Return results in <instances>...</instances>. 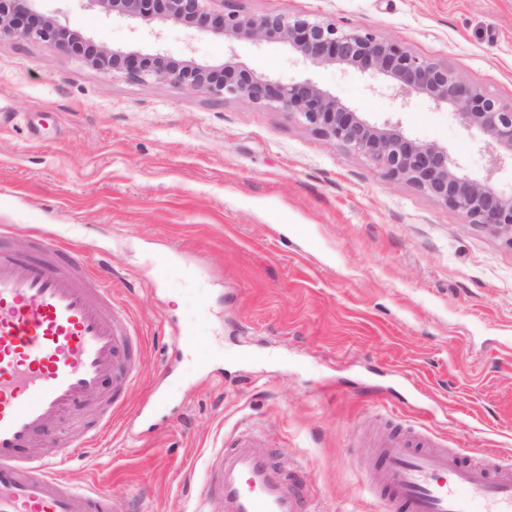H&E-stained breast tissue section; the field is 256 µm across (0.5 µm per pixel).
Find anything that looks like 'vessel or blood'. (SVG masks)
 Here are the masks:
<instances>
[{"label":"vessel or blood","mask_w":512,"mask_h":512,"mask_svg":"<svg viewBox=\"0 0 512 512\" xmlns=\"http://www.w3.org/2000/svg\"><path fill=\"white\" fill-rule=\"evenodd\" d=\"M37 259L0 244V512H128L104 489L59 473L66 440L47 425L79 405L112 418L114 394L137 370L135 329L84 260L63 242L37 239ZM112 379V396L101 392ZM368 482L387 512H512V463L479 462L421 434H386ZM197 482L220 512H298L294 486L254 433L211 458Z\"/></svg>","instance_id":"vessel-or-blood-1"}]
</instances>
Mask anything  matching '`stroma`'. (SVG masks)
<instances>
[{
  "instance_id": "35a3bbf8",
  "label": "stroma",
  "mask_w": 512,
  "mask_h": 512,
  "mask_svg": "<svg viewBox=\"0 0 512 512\" xmlns=\"http://www.w3.org/2000/svg\"><path fill=\"white\" fill-rule=\"evenodd\" d=\"M376 33L512 105V0H237ZM38 9L114 50L309 79L373 123L447 146L475 180L482 135L446 108L393 99L367 76L288 46L160 33L81 0ZM9 245L60 234L109 264L103 286L142 337L139 377L96 449V411L67 433L62 468L132 512H195L188 472L254 431L300 480V512H383L364 481L377 431L512 461V245L275 104L218 101L105 75L40 41L0 40V225ZM192 330L182 345L176 332ZM166 410L137 414L151 392Z\"/></svg>"
}]
</instances>
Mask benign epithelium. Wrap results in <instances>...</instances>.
<instances>
[{
    "mask_svg": "<svg viewBox=\"0 0 512 512\" xmlns=\"http://www.w3.org/2000/svg\"><path fill=\"white\" fill-rule=\"evenodd\" d=\"M37 0H0V39L40 40L67 54H79L104 75L122 74L146 82L166 81L215 99L233 96L276 103L327 141L354 150L379 164L393 180H405L512 245V190L492 183L491 174L512 162V106L486 96L448 67L423 60L408 48L375 33L341 30L286 14L252 16L231 6L217 11L216 0H86L107 15L139 18L158 26L175 25L225 41L277 42L291 46L313 65L352 68L383 82L401 98L421 96L468 129L484 137L488 177L461 174L447 147L407 137L400 124H371L315 82L273 80L241 68L231 59L221 65L142 56L97 45L59 20L42 15Z\"/></svg>",
    "mask_w": 512,
    "mask_h": 512,
    "instance_id": "1",
    "label": "benign epithelium"
}]
</instances>
